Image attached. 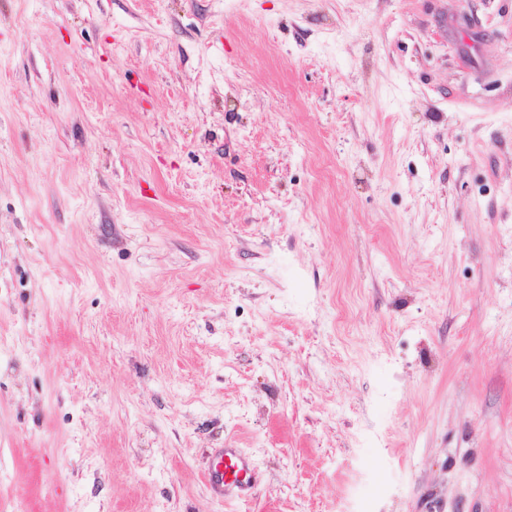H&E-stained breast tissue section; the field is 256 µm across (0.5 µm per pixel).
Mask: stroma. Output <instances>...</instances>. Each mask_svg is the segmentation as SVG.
Masks as SVG:
<instances>
[{
    "label": "stroma",
    "mask_w": 512,
    "mask_h": 512,
    "mask_svg": "<svg viewBox=\"0 0 512 512\" xmlns=\"http://www.w3.org/2000/svg\"><path fill=\"white\" fill-rule=\"evenodd\" d=\"M0 512H512V0H0ZM255 482L251 458L240 448H219L215 464L208 473V484L215 499H224L229 491L247 494Z\"/></svg>",
    "instance_id": "obj_1"
}]
</instances>
